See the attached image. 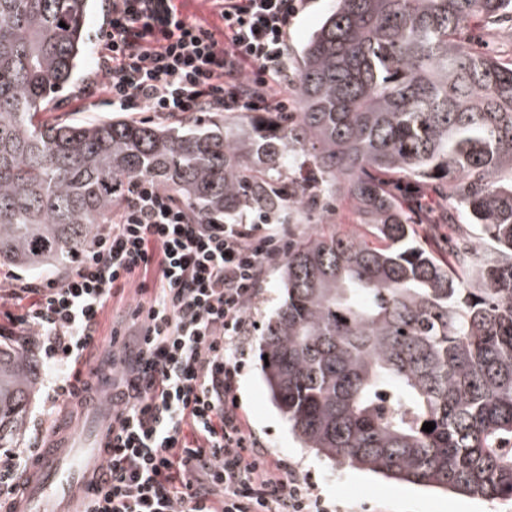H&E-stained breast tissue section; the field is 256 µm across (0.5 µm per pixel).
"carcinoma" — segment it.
Returning <instances> with one entry per match:
<instances>
[{"instance_id": "cac0c4a2", "label": "carcinoma", "mask_w": 512, "mask_h": 512, "mask_svg": "<svg viewBox=\"0 0 512 512\" xmlns=\"http://www.w3.org/2000/svg\"><path fill=\"white\" fill-rule=\"evenodd\" d=\"M88 2L0 0V264L66 269L139 176L206 224L284 207L322 223L339 183L375 241H288L257 341L271 401L333 464L512 499V61L472 39L512 0H338L303 46L294 112L43 122ZM425 183L438 223L461 213L485 244H420L402 193ZM36 384L27 352L0 346V448L18 447Z\"/></svg>"}]
</instances>
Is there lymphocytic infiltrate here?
Instances as JSON below:
<instances>
[{"instance_id":"obj_1","label":"lymphocytic infiltrate","mask_w":512,"mask_h":512,"mask_svg":"<svg viewBox=\"0 0 512 512\" xmlns=\"http://www.w3.org/2000/svg\"><path fill=\"white\" fill-rule=\"evenodd\" d=\"M211 2L215 24L174 0H112L98 69L113 110L289 111L288 33L308 0ZM287 251L263 217L204 224L141 177L65 279L0 289V336L39 337L55 401L76 396L110 299L141 296L112 327L111 483L82 512H331L239 413L249 307Z\"/></svg>"}]
</instances>
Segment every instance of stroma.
Wrapping results in <instances>:
<instances>
[{"mask_svg":"<svg viewBox=\"0 0 512 512\" xmlns=\"http://www.w3.org/2000/svg\"><path fill=\"white\" fill-rule=\"evenodd\" d=\"M336 6V0H310L295 21L288 37V65L297 68L298 53L309 35ZM92 38L82 59L81 71L69 91L51 100L44 120L87 122L113 115L104 95L83 96V89L97 76V55L102 50L100 34L105 26L100 6H93L88 19ZM283 261L268 265L258 295L251 306L256 325L271 316L283 299ZM256 336L243 339L245 368L238 388V401L250 432L271 459L284 462L319 494L329 500L334 512H512V499L482 500L454 493L413 488L357 470L331 468L289 433L288 425L270 403L259 374ZM63 402H51L44 387H37L27 418L22 447L42 445L47 433L62 422Z\"/></svg>","mask_w":512,"mask_h":512,"instance_id":"35a3bbf8","label":"stroma"}]
</instances>
